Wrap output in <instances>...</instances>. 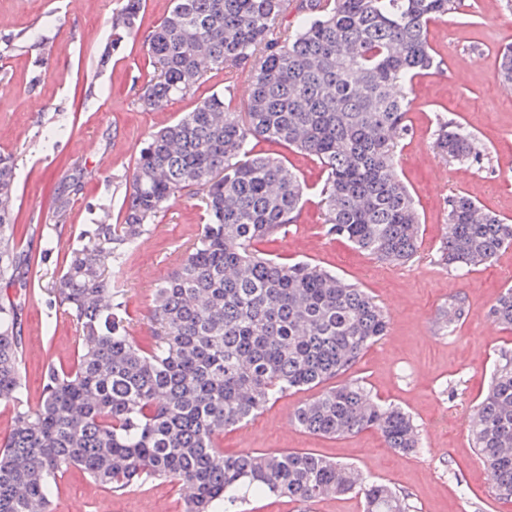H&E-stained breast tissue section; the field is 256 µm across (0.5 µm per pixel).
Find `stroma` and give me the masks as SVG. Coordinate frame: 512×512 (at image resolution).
<instances>
[{
    "instance_id": "stroma-1",
    "label": "stroma",
    "mask_w": 512,
    "mask_h": 512,
    "mask_svg": "<svg viewBox=\"0 0 512 512\" xmlns=\"http://www.w3.org/2000/svg\"><path fill=\"white\" fill-rule=\"evenodd\" d=\"M505 2L462 0L458 11L429 26L442 69L415 82L409 131L398 158L399 177L418 204L421 222V245L412 260L388 264L329 235L318 161L276 144L256 145L258 153L283 159L308 186L296 222L265 243L264 251L288 263L308 261L336 271L386 310L387 335L336 381H359L381 402L408 412L422 449L400 453L374 431L338 438L304 432L292 417L317 395L313 387L271 400L245 424L221 434L217 442L225 453L307 449L401 491L414 512H512V503L496 499L467 430L498 352L512 348V332L489 315L502 288L512 284V247L468 273L438 260L454 195H467L485 211L512 221V91L497 77L498 55L512 45V9ZM120 6L121 0H0L7 32L30 34L25 48L0 58V152L16 158L17 204L32 219V247L51 230L66 242L86 225L117 220L134 159L151 133L215 93L230 106L243 104L248 69L213 68L190 94L162 109L144 110L138 96L153 75L144 38L168 14L172 0H144L137 31L114 48L112 14ZM447 118L460 119L478 136L487 152L481 164H446L435 153L437 124ZM61 125L65 137L57 146L46 145L43 132ZM73 164L87 177L65 223L57 226L48 193ZM441 166L448 174L443 183L436 180ZM205 222L200 202L179 196L127 254L119 284L132 335H150L153 290L174 271ZM454 297L464 300L469 313L450 336L441 323ZM22 335V373L34 402L47 366L72 363L78 337L69 317L48 308L39 293L27 300ZM188 494L186 487L161 481L114 493L72 468L52 512H183ZM246 510L363 512V499L349 493L301 506L268 497L250 502Z\"/></svg>"
}]
</instances>
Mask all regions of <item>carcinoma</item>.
<instances>
[{
	"mask_svg": "<svg viewBox=\"0 0 512 512\" xmlns=\"http://www.w3.org/2000/svg\"><path fill=\"white\" fill-rule=\"evenodd\" d=\"M144 0L112 15V44L136 27ZM289 0H174L145 38L154 75L140 105L160 109L189 94L209 68L250 72L246 107L215 93L152 134L135 160L133 189L119 223L90 224L68 244L62 270L41 292L79 333L76 363L50 365L36 404L22 374V316L61 241L37 250L16 209L15 159L0 154V405L13 428L0 446V512H50L60 480L78 468L114 492L153 481L188 485L184 512H238L270 496L301 505L351 492L364 512H411L389 485L303 449L226 454L215 437L270 400L316 387L350 369L388 332L389 317L363 289L309 262L282 263L259 245L295 222L307 186L255 143L283 144L318 160L327 233L381 261L411 260L421 241L415 201L397 174L415 79L435 67L430 21L450 0H300V19L277 32ZM0 36V56L23 47ZM499 77L512 87V47ZM433 148L461 164L481 161L476 134L443 120ZM73 169L51 188L56 223L82 190ZM188 193L207 223L178 267L153 291L152 336L129 332L118 284L126 254L171 199ZM512 247V224L471 198L451 201L439 261L450 269L492 262ZM468 308L448 302L453 335ZM512 331V286L491 309ZM294 422L336 437L375 429L406 454L420 449L417 426L357 381L301 404ZM469 433L495 497L512 503V350L499 351Z\"/></svg>",
	"mask_w": 512,
	"mask_h": 512,
	"instance_id": "cac0c4a2",
	"label": "carcinoma"
}]
</instances>
